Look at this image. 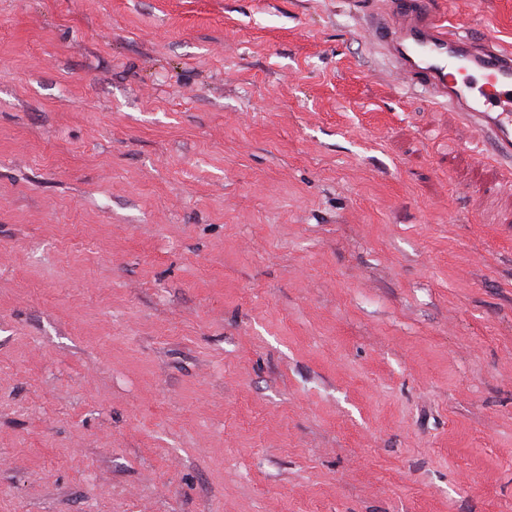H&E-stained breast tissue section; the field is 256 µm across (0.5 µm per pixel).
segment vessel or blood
I'll return each instance as SVG.
<instances>
[{
	"instance_id": "1",
	"label": "vessel or blood",
	"mask_w": 512,
	"mask_h": 512,
	"mask_svg": "<svg viewBox=\"0 0 512 512\" xmlns=\"http://www.w3.org/2000/svg\"><path fill=\"white\" fill-rule=\"evenodd\" d=\"M361 31L407 87L456 111L483 160L498 169L501 187L512 190V51L450 25L429 0H389Z\"/></svg>"
}]
</instances>
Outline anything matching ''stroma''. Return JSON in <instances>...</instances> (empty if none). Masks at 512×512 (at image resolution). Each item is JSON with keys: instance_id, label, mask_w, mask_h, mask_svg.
Returning a JSON list of instances; mask_svg holds the SVG:
<instances>
[{"instance_id": "35a3bbf8", "label": "stroma", "mask_w": 512, "mask_h": 512, "mask_svg": "<svg viewBox=\"0 0 512 512\" xmlns=\"http://www.w3.org/2000/svg\"><path fill=\"white\" fill-rule=\"evenodd\" d=\"M472 140L348 0H0V512H512Z\"/></svg>"}]
</instances>
